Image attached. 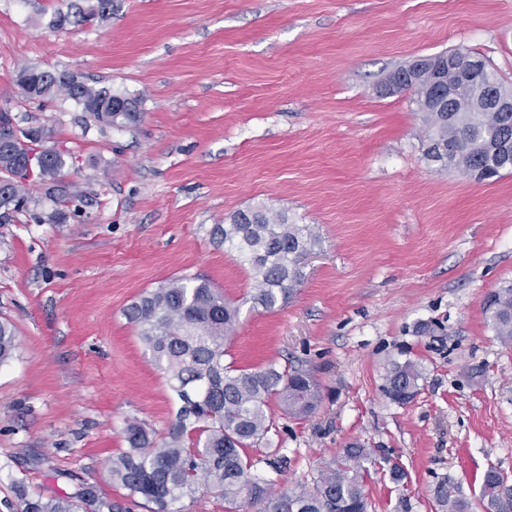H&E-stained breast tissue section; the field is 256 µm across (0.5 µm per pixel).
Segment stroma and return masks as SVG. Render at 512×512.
<instances>
[{
	"label": "stroma",
	"mask_w": 512,
	"mask_h": 512,
	"mask_svg": "<svg viewBox=\"0 0 512 512\" xmlns=\"http://www.w3.org/2000/svg\"><path fill=\"white\" fill-rule=\"evenodd\" d=\"M93 0H0V105L67 153L65 205L30 185L29 212L0 224V320L17 334L0 366V512L15 484L47 497L98 482L138 420L158 432L177 405L122 314L142 291L201 276L240 307L225 356L243 368L309 369L324 395L305 420L251 451L279 488L313 478L351 442L374 449L368 512H436L441 481L479 504L489 467L512 476V344L483 310L512 287V173L476 180L422 159L407 95L376 81L405 62L465 47L512 86V0H114L108 18L53 30L57 8ZM67 70L137 94L117 130L72 101L24 100L22 67ZM263 205L319 242L283 308H252L257 285L210 236ZM62 209L66 222L47 217ZM435 330L417 333L420 322ZM422 369L418 394L383 392L393 362ZM399 459L405 485L380 461Z\"/></svg>",
	"instance_id": "35a3bbf8"
}]
</instances>
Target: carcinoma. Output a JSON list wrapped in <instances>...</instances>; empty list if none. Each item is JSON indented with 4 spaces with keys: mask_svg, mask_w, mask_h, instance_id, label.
<instances>
[{
    "mask_svg": "<svg viewBox=\"0 0 512 512\" xmlns=\"http://www.w3.org/2000/svg\"><path fill=\"white\" fill-rule=\"evenodd\" d=\"M112 0H96L88 9L71 13L58 9L49 26L59 30L68 24L88 23L112 14ZM482 74L469 82L443 67L438 85L449 88L466 107L454 118L425 103L418 91L409 101L422 114L425 135L422 155L427 165L454 168L466 175L483 170L491 178L512 172V112H496L486 105L494 91L512 96L485 59ZM61 70L23 68L39 101L58 93L72 100L97 122L119 130L136 125L142 116L141 100L127 92L88 83L59 84ZM394 95L407 91L405 70L396 68L376 84ZM41 127L21 131L10 154L0 157V223L26 210L27 186L38 182L51 200L77 196L61 179L65 154L38 153L32 161L30 144L46 138ZM213 235L253 271L257 288L250 297L252 308L271 312L288 304L304 278L302 264L317 241L308 224H293L282 211L264 206L238 210L228 222L217 224ZM484 311L495 336L512 344V288L488 294ZM126 320L138 329L140 341L165 373L178 402L175 421L167 431L147 430L141 422L126 423L128 448L112 458L108 473L112 485L147 512H181L176 504L196 494L224 499L225 512H367L365 472L361 463L373 461L374 451L358 442L348 444L340 456L325 461L310 481L276 491L275 481L253 471L250 449L266 440L274 426L269 402L275 398L285 414L297 420L313 416L322 394L310 371L293 367L280 370L270 363L261 369L224 363L234 339L240 308L224 299L210 282L198 277H176L145 291L123 309ZM16 336L12 325L0 322V365L13 357ZM422 379L413 362L389 368L384 394L400 403L413 398ZM17 512H122V505L102 494L97 483L81 480L64 497L45 498L24 486L16 487ZM439 512H469L470 504L442 481L435 491ZM480 505L484 512H512V478L489 467L482 479Z\"/></svg>",
    "mask_w": 512,
    "mask_h": 512,
    "instance_id": "obj_1",
    "label": "carcinoma"
}]
</instances>
